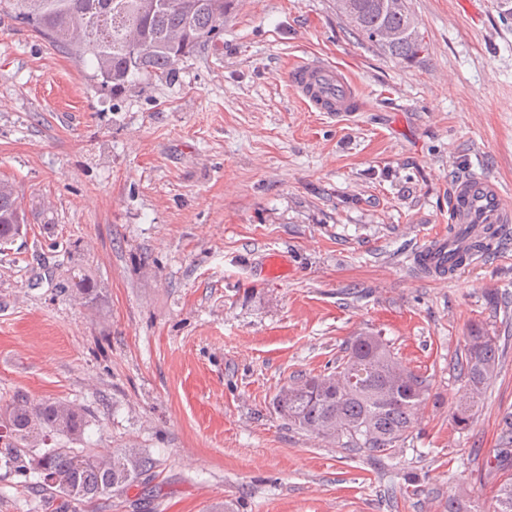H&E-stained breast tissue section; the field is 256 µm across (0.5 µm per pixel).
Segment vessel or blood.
<instances>
[{
  "instance_id": "vessel-or-blood-1",
  "label": "vessel or blood",
  "mask_w": 512,
  "mask_h": 512,
  "mask_svg": "<svg viewBox=\"0 0 512 512\" xmlns=\"http://www.w3.org/2000/svg\"><path fill=\"white\" fill-rule=\"evenodd\" d=\"M286 81L309 111L340 117L360 108L359 93L347 73L324 60L295 61ZM449 221L457 229L456 236L435 234L414 257L418 269L427 276L445 279L478 263L482 255L474 251V242L487 230L511 224L512 210L503 205L501 189L494 180L472 175L454 183Z\"/></svg>"
}]
</instances>
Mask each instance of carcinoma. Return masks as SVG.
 <instances>
[{"mask_svg": "<svg viewBox=\"0 0 512 512\" xmlns=\"http://www.w3.org/2000/svg\"><path fill=\"white\" fill-rule=\"evenodd\" d=\"M237 6L238 0H0V14L90 65L88 79L119 94L135 89L141 76L172 81L184 59L220 40ZM336 8L356 39L402 60L426 51L408 0H336ZM24 223L13 184L0 181V244L12 242ZM343 352L336 371L294 381L274 404L294 429L372 457L387 454L412 429L426 379L404 367L377 334L349 338ZM457 366L470 395L460 399L456 420L466 425L475 406L470 396L497 369L496 337L472 329ZM89 423L85 410L69 402L14 395L0 407V470L52 500L82 502L122 492L153 468L139 448L68 447ZM496 502L495 512H512V476L500 484Z\"/></svg>", "mask_w": 512, "mask_h": 512, "instance_id": "obj_1", "label": "carcinoma"}]
</instances>
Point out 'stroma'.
I'll list each match as a JSON object with an SVG mask.
<instances>
[{
  "instance_id": "35a3bbf8",
  "label": "stroma",
  "mask_w": 512,
  "mask_h": 512,
  "mask_svg": "<svg viewBox=\"0 0 512 512\" xmlns=\"http://www.w3.org/2000/svg\"><path fill=\"white\" fill-rule=\"evenodd\" d=\"M409 3L427 45L412 62L354 39L336 0H239L220 43L117 105L0 19V180L28 217L0 246V406L73 403L90 447L155 461L90 503L0 476V512H493L512 474V223L456 277L413 256L447 229L458 177L496 180L512 208V20L499 0ZM299 58L341 67L362 109L305 111ZM271 252L285 276H263ZM476 325L499 366L461 426L454 364ZM364 332L429 384L379 465L274 405Z\"/></svg>"
}]
</instances>
